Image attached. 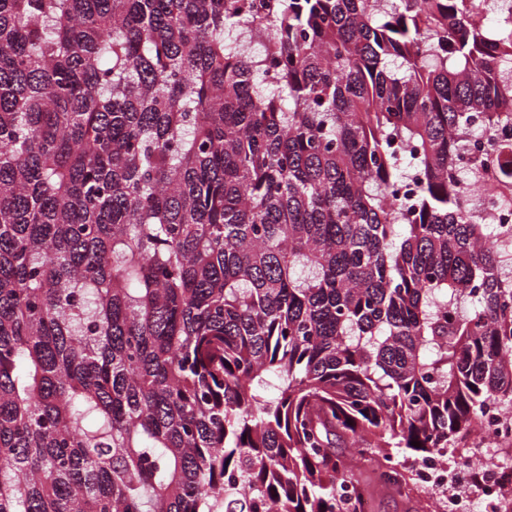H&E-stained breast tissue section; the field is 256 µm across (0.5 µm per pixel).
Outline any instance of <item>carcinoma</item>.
Listing matches in <instances>:
<instances>
[{
  "mask_svg": "<svg viewBox=\"0 0 512 512\" xmlns=\"http://www.w3.org/2000/svg\"><path fill=\"white\" fill-rule=\"evenodd\" d=\"M484 2L0 0V512H361L512 411ZM478 199L477 215L486 223L494 224L500 234L512 235V206L501 207L497 199V190L485 186V190L476 197Z\"/></svg>",
  "mask_w": 512,
  "mask_h": 512,
  "instance_id": "1",
  "label": "carcinoma"
}]
</instances>
